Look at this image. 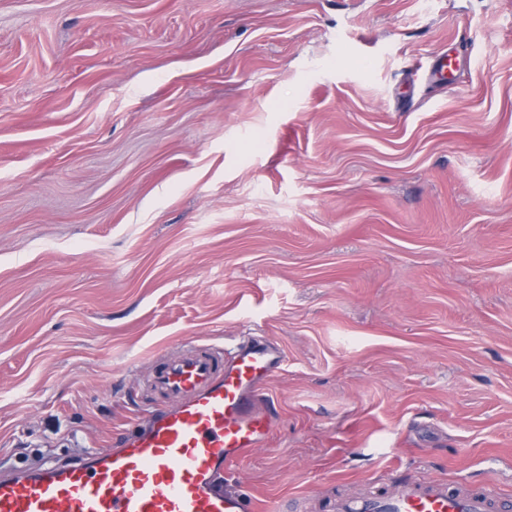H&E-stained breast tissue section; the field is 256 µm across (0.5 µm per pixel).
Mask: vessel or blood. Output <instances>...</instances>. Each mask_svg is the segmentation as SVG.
<instances>
[{"label": "vessel or blood", "mask_w": 512, "mask_h": 512, "mask_svg": "<svg viewBox=\"0 0 512 512\" xmlns=\"http://www.w3.org/2000/svg\"><path fill=\"white\" fill-rule=\"evenodd\" d=\"M281 350L256 338L234 351L182 337L144 380L148 419L80 464L0 473V512H254L225 489L227 469L265 445L279 418L264 386ZM493 484L468 491L438 478L390 494H347L332 512H505Z\"/></svg>", "instance_id": "vessel-or-blood-1"}]
</instances>
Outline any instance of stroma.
Returning <instances> with one entry per match:
<instances>
[{
  "instance_id": "35a3bbf8",
  "label": "stroma",
  "mask_w": 512,
  "mask_h": 512,
  "mask_svg": "<svg viewBox=\"0 0 512 512\" xmlns=\"http://www.w3.org/2000/svg\"><path fill=\"white\" fill-rule=\"evenodd\" d=\"M185 336L283 353L256 512L512 501V0H0V469ZM507 503L492 482L461 491L438 478L400 482L392 494L336 497L331 512H500Z\"/></svg>"
}]
</instances>
